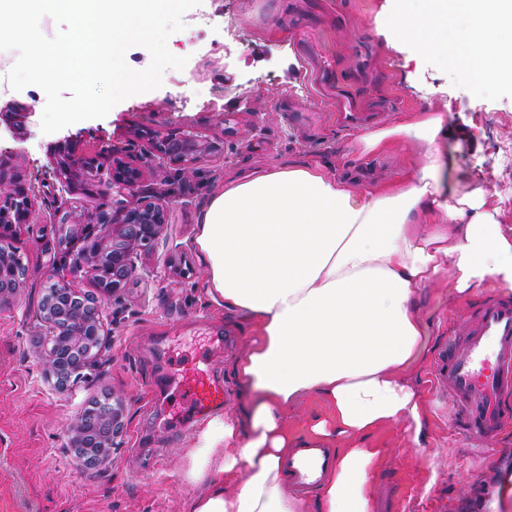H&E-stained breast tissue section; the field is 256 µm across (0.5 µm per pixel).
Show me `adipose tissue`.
<instances>
[{
    "label": "adipose tissue",
    "mask_w": 512,
    "mask_h": 512,
    "mask_svg": "<svg viewBox=\"0 0 512 512\" xmlns=\"http://www.w3.org/2000/svg\"><path fill=\"white\" fill-rule=\"evenodd\" d=\"M380 33L458 62L482 87L512 84V0H395ZM444 117L423 112L361 134L363 154L394 139L426 150L388 189L355 188L319 167L266 168L225 181L199 224L207 292L245 316V352L230 365L245 410L208 422L187 453L188 512H371L384 449L377 429L422 431V399L407 376L423 346L418 291L449 273L458 294L492 279L512 288V232L485 192L446 188L437 146ZM319 396L331 412L309 435L336 447L317 505L286 490L297 443L289 409Z\"/></svg>",
    "instance_id": "adipose-tissue-1"
}]
</instances>
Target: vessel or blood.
<instances>
[{"label":"vessel or blood","instance_id":"obj_1","mask_svg":"<svg viewBox=\"0 0 512 512\" xmlns=\"http://www.w3.org/2000/svg\"><path fill=\"white\" fill-rule=\"evenodd\" d=\"M434 381L453 399L455 426L468 439L491 443L512 424V412L503 403L512 392V298L484 302L461 335L449 337L437 357ZM163 383L188 393L189 406L197 412L224 403L223 386L204 368H194L189 377L180 369L168 368ZM329 460L328 449L303 446L286 463L289 485L299 491L309 489V476Z\"/></svg>","mask_w":512,"mask_h":512}]
</instances>
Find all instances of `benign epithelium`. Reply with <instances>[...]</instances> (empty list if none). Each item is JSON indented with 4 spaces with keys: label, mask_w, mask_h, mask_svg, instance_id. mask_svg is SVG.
Masks as SVG:
<instances>
[{
    "label": "benign epithelium",
    "mask_w": 512,
    "mask_h": 512,
    "mask_svg": "<svg viewBox=\"0 0 512 512\" xmlns=\"http://www.w3.org/2000/svg\"><path fill=\"white\" fill-rule=\"evenodd\" d=\"M29 116L24 105H15L8 112L0 113V122L23 129ZM138 139L147 140V151L161 154L169 162L185 169L194 166L204 157L223 153V146L196 134L182 133L161 135L135 132ZM60 160L55 174L61 184L70 189L81 182L91 166L76 156L73 144L66 141L57 146ZM105 158L112 160L110 186L117 195L124 197L114 211L87 213L79 218L65 215L61 223L70 224L69 235L59 242L68 247L74 242L96 234L93 243L77 253L74 265L87 266L95 277L107 274V295L118 296L126 282L135 274L138 253L153 248L166 224L163 195L145 185L141 169L117 157V150H102ZM10 192L0 206V223L9 225V231L29 223L35 215V198L32 189L20 177L9 180ZM11 269L10 274H0V304L9 303L23 288L28 268L18 258L13 246L0 243V269ZM40 318L51 346L40 355L44 371L55 384L64 388L72 377L92 362L101 347L104 335L101 304L76 293L65 280L53 284L49 294L39 305ZM124 427V407L121 399L93 405L77 416L69 425L67 436L76 450L93 448L95 463L108 460L114 438Z\"/></svg>",
    "instance_id": "7a95c632"
}]
</instances>
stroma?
Segmentation results:
<instances>
[{
	"label": "stroma",
	"instance_id": "stroma-1",
	"mask_svg": "<svg viewBox=\"0 0 512 512\" xmlns=\"http://www.w3.org/2000/svg\"><path fill=\"white\" fill-rule=\"evenodd\" d=\"M208 24L186 21L168 40L186 58L183 69L166 70L160 88L118 103L106 117L77 122L46 134V104L36 86L11 89L0 77V109L28 106L27 132H0V164L20 172L36 198L34 224L12 241L30 274L24 288L0 306V512H185L195 492L183 478L187 453L207 418L182 432L175 391L157 386L166 370V337L182 342L183 368L195 363V336H227L210 353L212 373L224 386L223 413H233L240 388L229 371L245 347L243 323L206 293L203 261L195 246L199 222L212 193L225 179L259 167L313 164L341 177L366 166L375 185H388L412 171L420 142L395 140L362 154L353 142L361 130L336 118L337 100L355 110L380 109L377 128L416 112L444 116L438 138L444 179L452 189L482 187L488 207L512 226V166L503 164L498 141H512V85L476 89L456 62L415 54L410 45L388 43L374 19L387 0H203ZM167 134L190 131L224 143L220 158L179 170L159 157H142L134 128ZM73 141L85 158L111 146L130 156L145 182L168 200L167 222L151 251L141 253L137 272L118 297H102L88 269L72 270L57 241L66 231L63 214L115 210L103 164L78 189L63 191L52 174L58 142ZM58 272L83 294L101 297L106 347L78 381L64 391L47 378L39 354L47 343L39 304ZM489 281L456 296L448 275L423 287L419 315L425 348L415 369L424 395V426L413 442L403 424L385 426L372 440L388 454L373 494L399 487V512H472L512 476V427L494 448L480 453L454 431L455 407L431 381L441 341L463 327L481 300L502 294ZM125 401L124 428L110 460L80 467L67 437L68 424L95 399ZM164 458H157L158 449Z\"/></svg>",
	"mask_w": 512,
	"mask_h": 512
}]
</instances>
